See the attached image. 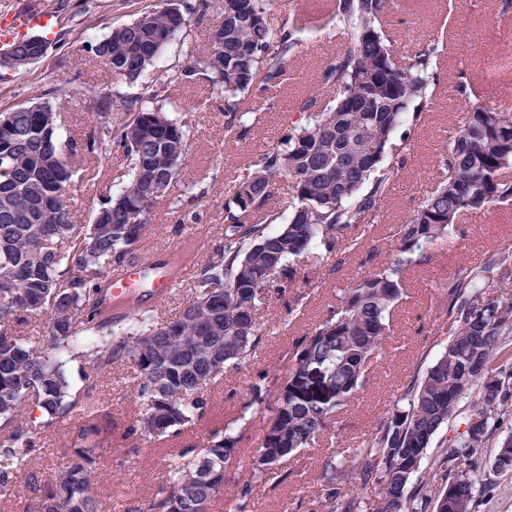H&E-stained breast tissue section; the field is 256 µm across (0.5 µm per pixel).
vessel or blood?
Instances as JSON below:
<instances>
[{
  "label": "vessel or blood",
  "mask_w": 512,
  "mask_h": 512,
  "mask_svg": "<svg viewBox=\"0 0 512 512\" xmlns=\"http://www.w3.org/2000/svg\"><path fill=\"white\" fill-rule=\"evenodd\" d=\"M56 23V17L49 12L29 11L21 6L2 13L0 50L30 32L53 30ZM190 274L189 266L179 261L176 249L154 251L109 277L104 308L118 313L132 306L151 308L163 304Z\"/></svg>",
  "instance_id": "vessel-or-blood-1"
}]
</instances>
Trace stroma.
<instances>
[{
  "instance_id": "1",
  "label": "stroma",
  "mask_w": 512,
  "mask_h": 512,
  "mask_svg": "<svg viewBox=\"0 0 512 512\" xmlns=\"http://www.w3.org/2000/svg\"><path fill=\"white\" fill-rule=\"evenodd\" d=\"M160 0H65L61 24L51 35L47 56L34 65L27 76L0 69V111L26 104L35 95L56 85L92 87L103 92L130 93V86L114 81L111 73L88 56V37L107 35L112 27L129 22L141 9L159 5ZM307 14L308 29L300 53L290 58L291 80L276 107L261 113L257 125L243 140H233L224 131V104L203 84H184L176 79L177 70L190 52L208 48V22L190 21L186 35L177 36L163 52L154 75L174 79L172 97L166 108L172 116L191 112L192 148L181 167L177 183L171 186L166 202L159 204L145 229L146 246H170L192 237L193 255L202 259L209 246L220 237L224 216V169L215 165L217 157L227 158L235 168L246 166L264 147L280 137L292 118L291 107L310 95L320 81L322 68L336 55L341 41L321 28L322 12L315 0H277L270 16L280 22L294 8ZM388 31L398 54L421 46L433 33L444 34L442 51L436 61L435 94L438 106L417 133L407 164L396 189L387 200L381 220L370 237V244L384 246L398 224L417 208L420 199L433 186V175L448 139V130L464 110V103L451 91L458 71H466L479 87L484 101L512 102V69L497 67L499 58L512 56V13L501 14L499 0H459L449 9L448 0H398L389 20ZM199 214L195 224L183 223L186 208ZM512 246V202L497 205L482 215L460 221L451 241L437 243L429 258L404 272L406 295L393 312L388 353L371 373L367 387L340 416L345 435L359 443L391 411L396 399L416 372L423 351L434 346L432 322L440 312L438 288L466 266L485 262L501 248ZM365 251L342 252L312 269L317 289L299 315L288 307L291 296L273 301L260 314L267 338L251 362L227 371L211 389V408L195 428L174 444H145L138 455L119 459L103 450L99 469L105 501L143 505L154 495L166 471L173 448L203 445L211 430L223 427L237 416L250 380L264 370L282 366L283 354L291 342L314 328L329 306L336 302L339 288L362 273ZM133 374L126 367L116 368L111 377L98 379L93 387L99 401L112 417V441L125 446L124 432L134 415L129 394ZM81 420L73 416L55 423L43 437L30 469L39 480H47L60 460ZM512 434V414L490 434L484 448L483 465L488 485L482 492L478 512H512V473L492 471L491 465L500 442ZM331 443L320 442L290 458V476L279 486L262 485L256 512H291V503L310 498Z\"/></svg>"
}]
</instances>
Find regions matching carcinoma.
Returning <instances> with one entry per match:
<instances>
[{"label": "carcinoma", "mask_w": 512, "mask_h": 512, "mask_svg": "<svg viewBox=\"0 0 512 512\" xmlns=\"http://www.w3.org/2000/svg\"><path fill=\"white\" fill-rule=\"evenodd\" d=\"M274 0H166L109 34L86 40V52L112 76L140 85L134 96L55 86L39 98L0 112V497L41 493L40 512H102L97 470L112 447L103 406L90 391L100 376L126 366L137 378V404L126 456L139 444L174 440L210 409L208 386L251 361L263 342L260 311L300 282L306 254L328 259L358 245L392 194L411 149V133L435 111L438 38L402 60L386 33L395 0H329L326 26L343 39L322 71L329 96L312 94L294 107L298 118L274 145L225 182L224 232L194 269L187 303L172 320L147 309L115 319L102 310L104 280L138 257L153 209L168 193L189 151L188 117H170V83L149 76L166 45L188 21L210 20L211 50L180 66L185 83H207L224 99V130L244 138L257 123L243 105L256 92L275 105L288 81V58L303 46L306 22L295 10L270 23ZM40 37L17 39L0 67L20 74L46 57ZM472 102L448 131L435 188L397 226L389 247L367 254L368 270L341 289L314 330L292 342L286 374L258 373L238 416L209 434L203 449L171 455L166 479L135 512H210L224 486L236 487L233 512H254L253 481L288 478L289 456L318 439L339 438L337 414L363 391L371 365L387 350L390 315L404 297L403 271L428 259L427 249L451 239L459 218L512 201V109L487 104L461 71L452 86ZM93 98L97 120L84 135L58 123L52 99ZM123 117L112 120V111ZM122 157L99 192L90 223L71 220L80 157ZM290 187L288 217L272 206L281 183ZM432 335L442 349L413 377L392 412L362 445L327 457L315 488L325 512H476L485 485L479 460L491 429L512 408V362L495 365L512 335V247L487 265L465 267L440 289ZM50 312L47 334L16 333L28 317ZM81 366L73 390L65 365ZM470 401L464 431L433 460L422 461L439 430ZM73 414L82 425L63 461L41 483L30 456L47 421ZM267 418L241 479L239 444L250 415ZM512 472V436L494 456Z\"/></svg>", "instance_id": "cac0c4a2"}]
</instances>
